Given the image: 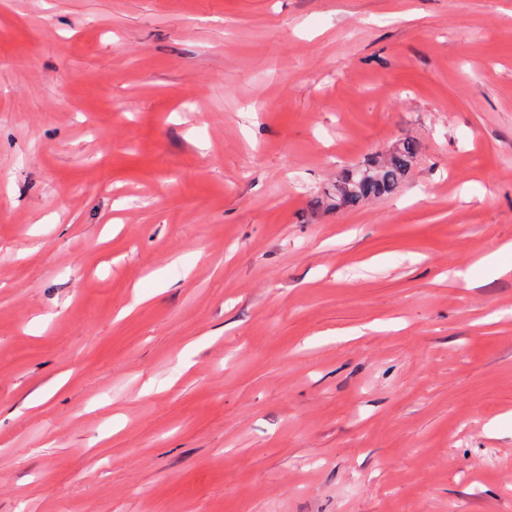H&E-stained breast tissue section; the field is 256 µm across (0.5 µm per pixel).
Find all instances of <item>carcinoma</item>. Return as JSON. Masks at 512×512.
I'll list each match as a JSON object with an SVG mask.
<instances>
[{"label":"carcinoma","instance_id":"cac0c4a2","mask_svg":"<svg viewBox=\"0 0 512 512\" xmlns=\"http://www.w3.org/2000/svg\"><path fill=\"white\" fill-rule=\"evenodd\" d=\"M418 146L413 140L400 143L387 158L347 170L327 192L336 208H355L365 201L394 194L401 186Z\"/></svg>","mask_w":512,"mask_h":512}]
</instances>
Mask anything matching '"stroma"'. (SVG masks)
Wrapping results in <instances>:
<instances>
[{
	"mask_svg": "<svg viewBox=\"0 0 512 512\" xmlns=\"http://www.w3.org/2000/svg\"><path fill=\"white\" fill-rule=\"evenodd\" d=\"M510 243L512 0H0V512H512ZM417 151L415 141L404 140L387 158L343 172L327 196L340 209L355 208L369 199L392 195L401 186Z\"/></svg>",
	"mask_w": 512,
	"mask_h": 512,
	"instance_id": "obj_1",
	"label": "stroma"
}]
</instances>
